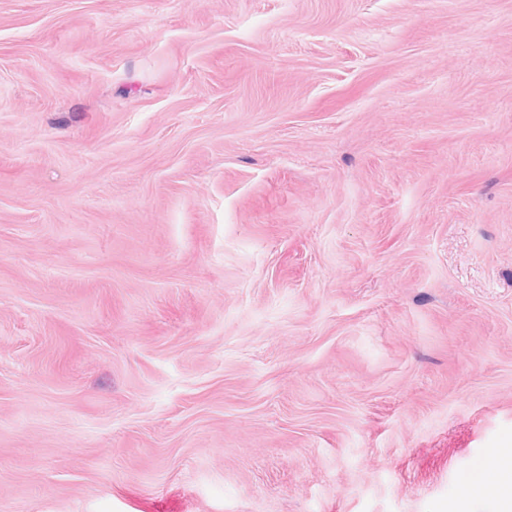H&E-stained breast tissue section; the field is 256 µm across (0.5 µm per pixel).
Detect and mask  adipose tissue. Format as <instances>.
Segmentation results:
<instances>
[{"label": "adipose tissue", "mask_w": 512, "mask_h": 512, "mask_svg": "<svg viewBox=\"0 0 512 512\" xmlns=\"http://www.w3.org/2000/svg\"><path fill=\"white\" fill-rule=\"evenodd\" d=\"M491 490L497 495L498 512H512V443L496 447L483 469L471 475L454 505V512H467L472 494Z\"/></svg>", "instance_id": "obj_1"}]
</instances>
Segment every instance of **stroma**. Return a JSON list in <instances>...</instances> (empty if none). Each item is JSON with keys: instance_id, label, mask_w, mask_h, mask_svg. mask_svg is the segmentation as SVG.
Listing matches in <instances>:
<instances>
[{"instance_id": "35a3bbf8", "label": "stroma", "mask_w": 512, "mask_h": 512, "mask_svg": "<svg viewBox=\"0 0 512 512\" xmlns=\"http://www.w3.org/2000/svg\"><path fill=\"white\" fill-rule=\"evenodd\" d=\"M512 438V0H0V512H448Z\"/></svg>"}]
</instances>
